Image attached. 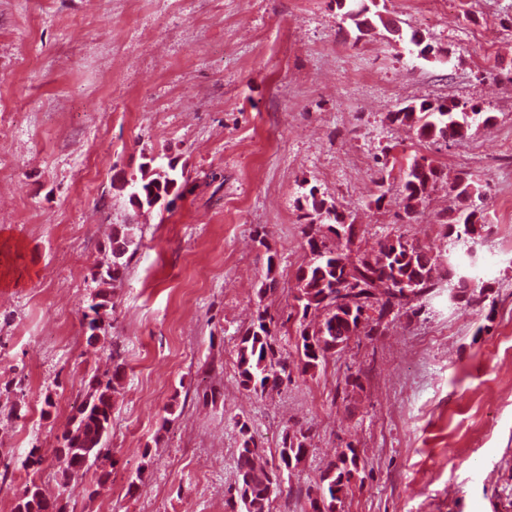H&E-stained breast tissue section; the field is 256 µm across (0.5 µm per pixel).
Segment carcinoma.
<instances>
[{
  "label": "carcinoma",
  "instance_id": "carcinoma-1",
  "mask_svg": "<svg viewBox=\"0 0 512 512\" xmlns=\"http://www.w3.org/2000/svg\"><path fill=\"white\" fill-rule=\"evenodd\" d=\"M345 16L359 31L377 22L387 25L381 14L372 13L361 4L352 6ZM477 116L486 123L493 119L487 112L474 109L468 113L454 101L443 100L408 104L392 113V120L415 131L420 139L447 144L463 138L470 128V119ZM441 178V170L427 158L413 159L402 184L407 216L415 214L416 208ZM179 179L178 173L168 168L162 174L152 169L144 171L140 178L130 179L139 190V198L130 199V203L140 208L152 207L160 196L168 193V184L179 190ZM450 190L456 194L463 209L458 217L445 225L450 232L456 233V238L464 235L471 245H479L485 228L477 218L482 213L481 206L476 204L482 200L481 190L463 178L450 185ZM303 199L304 217L311 230L307 239L311 258L297 273L299 289L295 300L302 309L300 343L297 344L303 354L301 372L316 370L328 356L337 353L336 344H347L351 337L369 326L368 318L364 317L367 310L377 312L374 323L378 325L394 307L404 305L413 297L433 293L438 288L435 273L441 267L457 280L458 288L471 290L469 302H481L487 285L472 275L475 253L469 251L464 258L451 253L434 255L398 235L384 240L376 254L354 260L347 253L326 248L314 233L317 223L323 221L329 231L336 232L344 216L312 189ZM109 244L110 261L97 277L101 289L96 296L100 301L88 304L89 311L94 313L88 322L89 330L96 331L87 337L90 345L105 337L110 327L104 321L108 312H99V308L109 307L107 286L121 278L129 260L142 246V240L136 234L135 225L115 224ZM276 331L277 324L273 319L260 313L241 336L237 366L240 384L245 389L263 394L277 388L282 377L290 375L288 358L275 347ZM121 380V365L118 364L111 374H92L84 381L83 398L73 406L72 415L59 438L58 458L65 466L61 473L76 478L97 462L107 459L113 396ZM239 432L242 442L238 448L237 476L235 486L229 488L228 498L224 501L225 512H272L273 502L283 494L279 476L291 474L306 457L307 432L300 429L285 433L278 462L269 468L259 463L261 452L255 448L248 426L241 425ZM360 472L356 450L348 446L339 451L321 472L316 496L309 497L311 512H337L338 504L352 486L363 480ZM59 487L61 492L52 499L35 480H29L18 497L15 512H66L59 497L67 491L68 484L61 481Z\"/></svg>",
  "mask_w": 512,
  "mask_h": 512
}]
</instances>
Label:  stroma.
<instances>
[{
  "label": "stroma",
  "instance_id": "35a3bbf8",
  "mask_svg": "<svg viewBox=\"0 0 512 512\" xmlns=\"http://www.w3.org/2000/svg\"><path fill=\"white\" fill-rule=\"evenodd\" d=\"M380 9L401 38L359 33L336 0H0V512L32 479L57 493L81 379L116 363L111 454L69 512H224L244 422L270 463L285 431L310 436L275 512H309L308 488L349 446L364 481L341 512H512V400L482 401L512 384V0ZM414 33L444 59L411 54ZM442 99L493 121L445 146L390 120ZM158 155L184 171L180 194L133 208L113 182ZM416 156L443 180L410 218L401 185ZM459 177L486 197L483 303L449 301L457 282L442 281L320 370L263 395L240 386V337L259 312L300 362L304 194L355 224L353 252L401 234L445 254L467 248L443 224ZM126 222L143 245L91 346L92 273Z\"/></svg>",
  "mask_w": 512,
  "mask_h": 512
}]
</instances>
